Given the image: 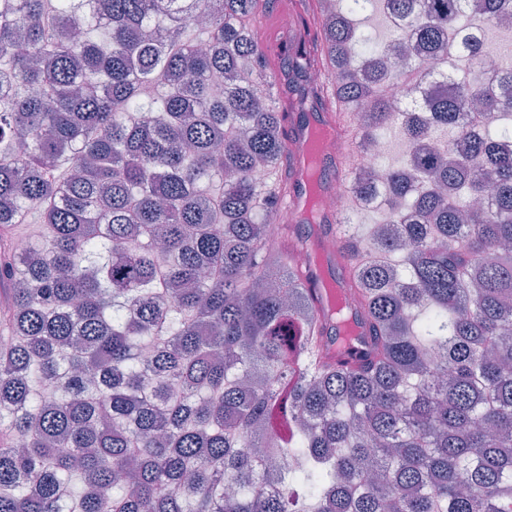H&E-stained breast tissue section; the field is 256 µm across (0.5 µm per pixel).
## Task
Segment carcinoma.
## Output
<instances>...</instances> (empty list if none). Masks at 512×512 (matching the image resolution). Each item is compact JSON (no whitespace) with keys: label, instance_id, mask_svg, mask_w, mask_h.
<instances>
[{"label":"carcinoma","instance_id":"1","mask_svg":"<svg viewBox=\"0 0 512 512\" xmlns=\"http://www.w3.org/2000/svg\"><path fill=\"white\" fill-rule=\"evenodd\" d=\"M267 4L0 0V512H512V51L472 73L512 0H294L275 67ZM332 108L409 150L345 183L385 216L336 212L330 321L308 218L268 226L282 122Z\"/></svg>","mask_w":512,"mask_h":512}]
</instances>
